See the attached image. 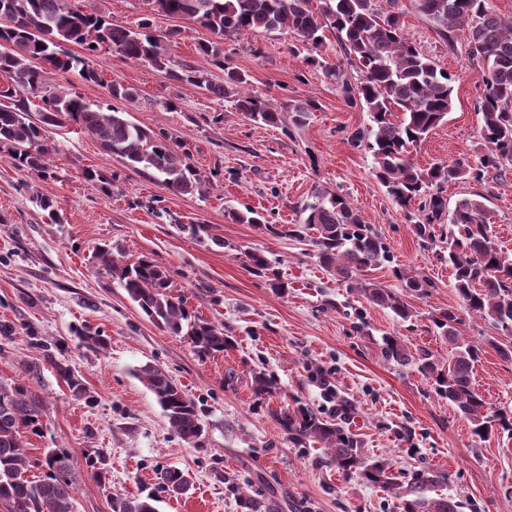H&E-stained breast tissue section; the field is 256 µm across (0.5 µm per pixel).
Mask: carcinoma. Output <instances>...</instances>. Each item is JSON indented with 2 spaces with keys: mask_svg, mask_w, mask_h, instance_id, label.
<instances>
[{
  "mask_svg": "<svg viewBox=\"0 0 512 512\" xmlns=\"http://www.w3.org/2000/svg\"><path fill=\"white\" fill-rule=\"evenodd\" d=\"M145 2L153 14L185 18L212 32L215 39L200 43L199 52L224 70V83L215 84L191 67H168L149 18L131 29L85 11L77 0H0V77L7 80L0 97L10 100V105L0 107V148L11 152L17 167L52 177L50 130L74 124L122 158L128 168L152 172L170 191L199 192L202 180L189 165L187 153L170 137L131 122L115 106L105 109L53 84V74L70 71L85 81H99L97 69L68 54L64 45H84L92 53L104 50L125 60L145 62L167 71L174 81L232 97L235 108L251 121L279 123L288 133L309 123L315 105L291 104L288 112L282 113L242 92L247 79L224 63L223 41L244 30L271 32L286 27L310 47L308 61L316 64L324 29H335L347 65L361 75L354 84L341 80L344 98L370 116V125L350 132L348 140L357 147L367 146L375 176L393 202L403 209L417 205L413 229L420 245L445 244L453 287L460 299L459 306L442 309L430 318L436 334L448 341V359L441 361L426 351L415 356L404 338L395 333L383 337V356L399 366L418 365L436 394L456 407L479 439L512 437V408L489 407L473 383V369L485 347L512 361V261L498 247L481 201L460 200L448 221H443L445 184L460 179L480 181L486 174H502L512 165V17L503 19L492 13L486 0H415L417 11L436 23L446 39H452L456 31L462 33L469 59L486 74V93L478 111L480 137L487 152L474 166L454 160L419 168L410 161L408 148L425 140L450 112L455 75L423 55L404 34L399 15L379 7L378 0ZM32 96L41 101L36 118L31 113ZM300 214L304 227L316 231L312 245L328 271L346 283L350 292L405 322L411 320L410 299L428 295L431 281L401 267L392 268L393 276L402 282L399 288L364 277V273L392 263L393 258L373 225L363 221L345 195L317 190L300 207ZM227 217L239 224L266 223L263 215L250 208L244 212L229 209ZM96 260L97 273L117 279L149 321L187 337L200 356L211 357L232 346L224 326L192 314L185 302L171 293L169 273L153 259L142 257L118 265L112 247L104 245L98 248ZM476 319L489 322L494 330V335L477 345L460 336L459 330L466 321ZM54 368L74 399L91 402L92 395L74 368L61 362L54 363ZM133 373L154 394L170 428L184 442L197 445L205 435L197 402L158 363L147 362ZM46 411L47 400L27 383L0 380V503L7 505L9 512H74L77 476L67 453L44 449L43 458L36 462L43 470L42 478L25 476L27 438L42 434ZM277 421L296 447L304 448L308 441L320 443L343 474L396 494L401 500L400 512H459L460 504L454 498L430 495L434 487L448 482L447 473L421 469L403 491L386 460L366 457L361 441L342 425L304 406L284 407ZM85 464L99 481H106L108 460L104 455L90 454ZM161 479L171 494L184 495L191 489L189 476L179 469L165 470ZM110 502L112 512H157L152 494H112Z\"/></svg>",
  "mask_w": 512,
  "mask_h": 512,
  "instance_id": "cac0c4a2",
  "label": "carcinoma"
}]
</instances>
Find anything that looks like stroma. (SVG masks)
<instances>
[{
  "label": "stroma",
  "mask_w": 512,
  "mask_h": 512,
  "mask_svg": "<svg viewBox=\"0 0 512 512\" xmlns=\"http://www.w3.org/2000/svg\"><path fill=\"white\" fill-rule=\"evenodd\" d=\"M84 4L126 28L148 15L145 0ZM398 10L409 41L456 76L451 111L410 147V160L422 167L459 158L477 162L485 151L478 110L483 70L469 60L463 36L446 41L413 0H398ZM151 18L174 64L223 82V70L198 50L212 40L210 31L184 18ZM325 36L317 65L308 63L307 50L285 28L244 31L224 42L227 62L246 75L252 95L276 107L316 103L310 123L289 135L252 122L223 97L105 51L89 56L100 81L74 72L54 75V83L95 103L108 100L109 84L135 88L134 100L120 102V109L133 123L176 140L208 180L203 193L171 192L74 125L51 135V178L17 168L0 149V379L27 376L47 397L43 434L30 436L27 454L36 459L44 448L69 452L80 475L75 512H111L113 492L157 494L159 512H241L243 492L263 502L266 512H399L397 497L344 476L323 449L289 441L276 415L295 404L347 422L365 455L386 460L393 472H447L443 492L461 500L463 512H512V438L478 439L415 367L401 369L383 358L381 338L392 332L410 349L447 356L448 344L432 333L430 317L459 299L447 263L420 246L405 209L377 180L370 152L348 142V132L368 126L369 115L346 102L331 76L343 50L333 29ZM88 169L97 179L85 177ZM105 179L111 190L103 189ZM321 188L345 193L375 226L395 264L432 282L427 296L413 299L412 320L350 294L310 243L292 236L300 205ZM35 192L57 200L60 223H50L31 201ZM477 194L486 199L497 242L512 257V168L479 183L449 182L444 197L452 208ZM248 208L263 213L274 231L225 216ZM194 224L208 225L209 239L196 238ZM104 243L124 261L146 255L165 267L174 294L199 317L222 325L233 348L203 360L185 337L154 326L118 280L97 274L94 254ZM255 251L269 260L272 274L249 272L248 255ZM281 280L287 292L278 289ZM81 329L103 336L106 349L80 346ZM54 358L76 368L92 403L71 397L50 365ZM149 361L161 364L205 408L201 446L180 439L133 375ZM258 372L273 383L261 397L253 392ZM474 382L491 407H512V361L494 349L476 365ZM96 450L110 466L105 487L86 472L85 458ZM167 468L191 477L188 495L162 491L160 474Z\"/></svg>",
  "instance_id": "35a3bbf8"
}]
</instances>
